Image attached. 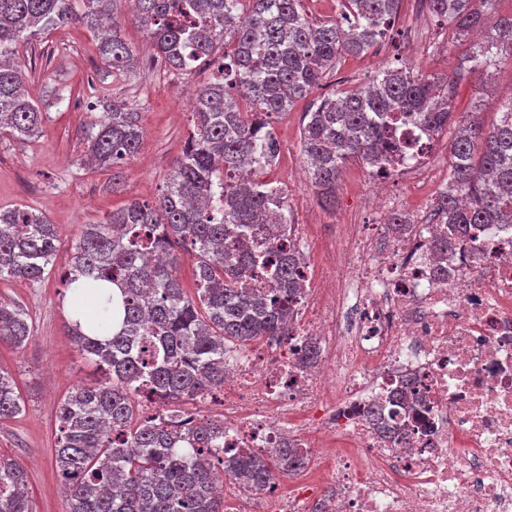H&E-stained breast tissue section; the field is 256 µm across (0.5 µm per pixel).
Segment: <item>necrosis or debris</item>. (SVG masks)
Returning a JSON list of instances; mask_svg holds the SVG:
<instances>
[{
    "label": "necrosis or debris",
    "instance_id": "necrosis-or-debris-1",
    "mask_svg": "<svg viewBox=\"0 0 512 512\" xmlns=\"http://www.w3.org/2000/svg\"><path fill=\"white\" fill-rule=\"evenodd\" d=\"M372 201L370 223L326 241L290 338L224 362L225 458L289 444L304 460L252 492L221 472L224 512H512V225H470L435 252L444 225L397 232L399 194Z\"/></svg>",
    "mask_w": 512,
    "mask_h": 512
}]
</instances>
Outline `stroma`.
I'll use <instances>...</instances> for the list:
<instances>
[{"instance_id": "stroma-1", "label": "stroma", "mask_w": 512, "mask_h": 512, "mask_svg": "<svg viewBox=\"0 0 512 512\" xmlns=\"http://www.w3.org/2000/svg\"><path fill=\"white\" fill-rule=\"evenodd\" d=\"M121 35L138 54L128 73L108 74L94 47L92 34L70 26L22 44L27 88L46 114L41 135L20 142L0 135V209L24 204L39 210L55 224L59 252L55 268L45 280H0V301L23 308L32 335L21 349L0 344V369L16 381L25 400L17 418L0 422V455L15 459L27 470V494L33 512H68V502L54 465L56 414L61 400L77 383H92L100 373L78 352L68 336L69 317L62 307L61 276L72 246L84 224L108 216L132 198L158 196L163 181L181 154L190 128V98L207 78V71L182 74L145 53L144 29L131 19L127 5H119ZM467 47L445 41L437 19L422 0H403L390 37L367 53L342 57L326 73L318 88L274 124L280 154L267 174L280 183L294 223L305 225L312 273L321 270L324 241L350 222L366 223L373 183L366 167L347 162L336 187V205L321 204L319 189L300 176L304 165L300 146L302 116L313 103L335 98L371 80L383 65L398 61L426 79L457 76L453 110L468 111L484 90L474 75H459ZM125 99L140 114L144 141L122 165L120 188L112 173L84 163V131L99 112L91 98ZM448 181L447 165L435 167L420 187L400 185L406 212L413 222L435 221L431 199Z\"/></svg>"}]
</instances>
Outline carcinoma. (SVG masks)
<instances>
[{
	"label": "carcinoma",
	"instance_id": "carcinoma-1",
	"mask_svg": "<svg viewBox=\"0 0 512 512\" xmlns=\"http://www.w3.org/2000/svg\"><path fill=\"white\" fill-rule=\"evenodd\" d=\"M121 0H0V134L25 140L42 132L45 113L27 89L17 47L61 27L79 25L95 38L103 65L128 72L135 49L120 35L114 11ZM342 18L316 23L303 0H134L137 22L169 68H209L191 103V132L157 198L134 199L102 221L84 226L63 273L71 293L85 294L104 320H68L79 352L104 378L77 384L61 403L55 468L69 512H224L211 449L224 440V421L193 429L170 427L140 414L135 401L169 407L202 397L224 384V352L290 335V310L303 288L304 261L288 243L290 217L280 209L283 191L244 173L275 166L279 146L272 119L307 98L345 55H360L385 38L401 0H341ZM430 13L457 42L480 27L499 0H427ZM512 60V13L500 19L464 55L470 72L488 82L491 69ZM441 84L403 67L380 68L363 88L324 98L303 113L301 150L322 199L334 200L343 165L357 160L378 177L394 172L398 146L388 121L399 114L437 138L452 122ZM254 109L244 112L240 101ZM496 110L485 128L480 115ZM451 170L434 212L450 227L432 240L442 250L469 224L512 225V92L479 97L455 121ZM139 113L126 101L102 102V114L85 130V162L118 169L141 146ZM272 296L245 283L255 260L224 244L266 235ZM58 232L41 213L19 204L0 210V280L36 283L58 256ZM194 266V294L178 275L183 258ZM81 283L83 287L72 289ZM118 288L121 302L104 284ZM31 333L28 314L0 301V343L22 348ZM22 397L0 369V421L22 412ZM297 448L269 457L260 450L229 464L246 491L265 486L273 470L301 466ZM27 473L0 458V512H33Z\"/></svg>",
	"mask_w": 512,
	"mask_h": 512
}]
</instances>
